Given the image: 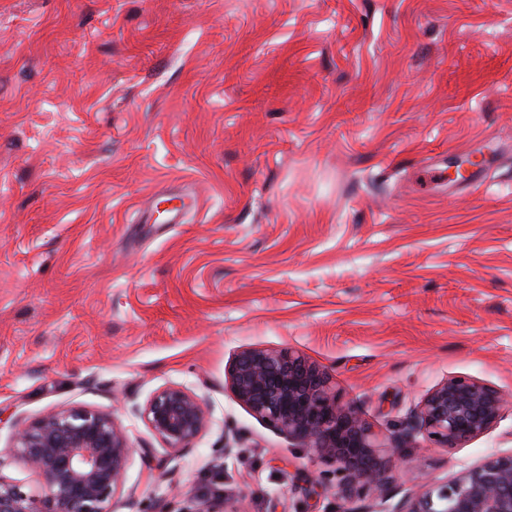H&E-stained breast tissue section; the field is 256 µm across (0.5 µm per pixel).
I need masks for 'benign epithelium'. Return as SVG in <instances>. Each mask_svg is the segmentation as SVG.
<instances>
[{"instance_id": "benign-epithelium-1", "label": "benign epithelium", "mask_w": 512, "mask_h": 512, "mask_svg": "<svg viewBox=\"0 0 512 512\" xmlns=\"http://www.w3.org/2000/svg\"><path fill=\"white\" fill-rule=\"evenodd\" d=\"M235 397L303 448L336 460L348 481L338 493L384 488L381 444L359 413L339 401L328 374L291 350L239 353L230 371ZM504 403L472 380L449 379L424 399L416 418L434 441L454 447L486 432ZM142 417L172 452L208 427L210 414L190 389L160 388ZM16 453L46 482L38 498L0 476V512H109L123 487L131 447L108 414L69 410L45 415L18 431ZM190 512H236L223 489L194 499ZM404 512H512V453L496 455L442 484L423 486Z\"/></svg>"}]
</instances>
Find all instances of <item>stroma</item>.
<instances>
[{
	"instance_id": "stroma-1",
	"label": "stroma",
	"mask_w": 512,
	"mask_h": 512,
	"mask_svg": "<svg viewBox=\"0 0 512 512\" xmlns=\"http://www.w3.org/2000/svg\"><path fill=\"white\" fill-rule=\"evenodd\" d=\"M480 190L437 184L468 155ZM290 349L385 448L383 496L253 414L227 371ZM462 378L506 395L449 448L415 413ZM188 387L171 453L140 410ZM114 417L111 512H402L512 452V0H0V475L15 436ZM142 417L172 452L198 438L208 427L210 414L190 389L180 385L160 388L145 404ZM188 512H238L223 489L214 487L207 492H201L194 499L193 508Z\"/></svg>"
}]
</instances>
